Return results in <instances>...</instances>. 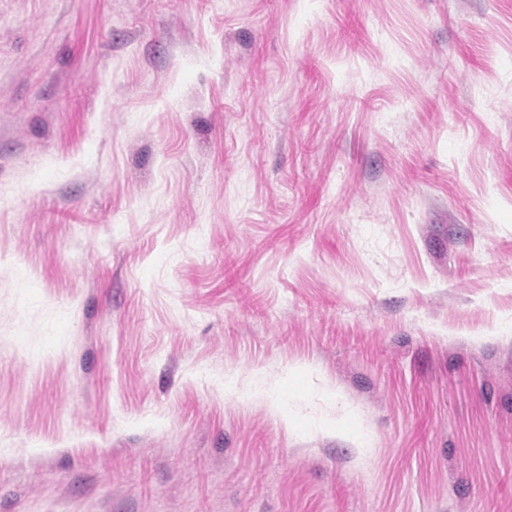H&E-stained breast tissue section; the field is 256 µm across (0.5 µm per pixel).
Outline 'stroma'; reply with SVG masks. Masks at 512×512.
I'll list each match as a JSON object with an SVG mask.
<instances>
[{"instance_id": "35a3bbf8", "label": "stroma", "mask_w": 512, "mask_h": 512, "mask_svg": "<svg viewBox=\"0 0 512 512\" xmlns=\"http://www.w3.org/2000/svg\"><path fill=\"white\" fill-rule=\"evenodd\" d=\"M0 512H512V0H0Z\"/></svg>"}]
</instances>
